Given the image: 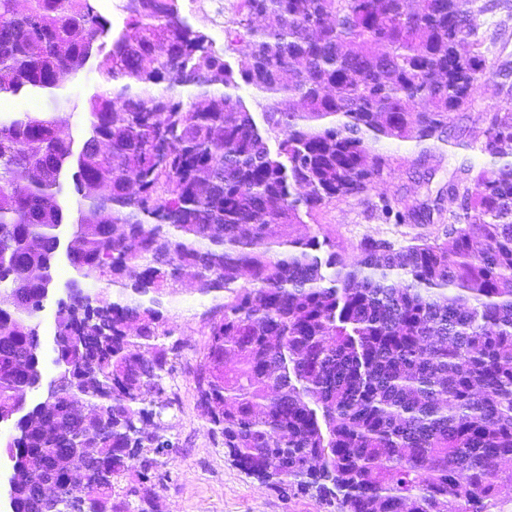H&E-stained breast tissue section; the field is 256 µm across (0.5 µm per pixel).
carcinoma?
<instances>
[{
	"label": "carcinoma",
	"instance_id": "1",
	"mask_svg": "<svg viewBox=\"0 0 512 512\" xmlns=\"http://www.w3.org/2000/svg\"><path fill=\"white\" fill-rule=\"evenodd\" d=\"M0 0V424L15 464L44 462L18 497L50 482L73 512L70 448H95L100 512H155L175 444L176 398L162 298L224 293L208 312L198 404L224 455L269 489L332 512H500L512 502V107L437 193L438 220L402 196L387 224L443 235L365 236L347 262L295 226L328 203L366 200L381 142H446L487 81L477 0H237L232 68L177 0ZM107 87L90 100L79 154L53 112L90 58ZM262 95L259 129L237 90ZM275 141L272 151L268 142ZM73 164L77 278L56 302L40 388V313L52 287ZM100 291L90 294L82 285Z\"/></svg>",
	"mask_w": 512,
	"mask_h": 512
}]
</instances>
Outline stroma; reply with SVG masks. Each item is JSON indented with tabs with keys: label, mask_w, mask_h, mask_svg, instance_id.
Listing matches in <instances>:
<instances>
[{
	"label": "stroma",
	"mask_w": 512,
	"mask_h": 512,
	"mask_svg": "<svg viewBox=\"0 0 512 512\" xmlns=\"http://www.w3.org/2000/svg\"><path fill=\"white\" fill-rule=\"evenodd\" d=\"M234 0H178L181 17L205 33L216 51L228 63H236L238 52L230 48L225 28L233 18ZM479 32L495 49L487 56L490 68L512 62V0H500L497 10L478 15ZM104 77L92 68L84 69L64 84L75 106L59 110L56 119L75 143H83L88 132V101L101 90ZM474 96L477 109L460 121L449 143L431 150L429 163L436 169L431 180H423L415 164L420 149L415 144L385 142L380 146L391 165L384 172L365 202L340 199L327 204L315 219L298 225L300 233H321L344 249L348 262H356L358 241L367 235L398 238L420 232L417 224L397 226L382 221L377 205L380 197L398 194L413 204H433L436 192L463 155L467 143L480 138L484 124L480 111L512 105V86L495 83L480 85ZM223 295L203 296L191 289L166 298L169 324L182 343L178 370L168 386L175 393L177 406L166 418L168 433L177 444L176 454L167 468L159 491L158 512H326L319 500L309 496L284 498L247 476L225 457L219 435L213 434L197 405L196 365L208 342L203 314L222 304Z\"/></svg>",
	"instance_id": "obj_1"
}]
</instances>
